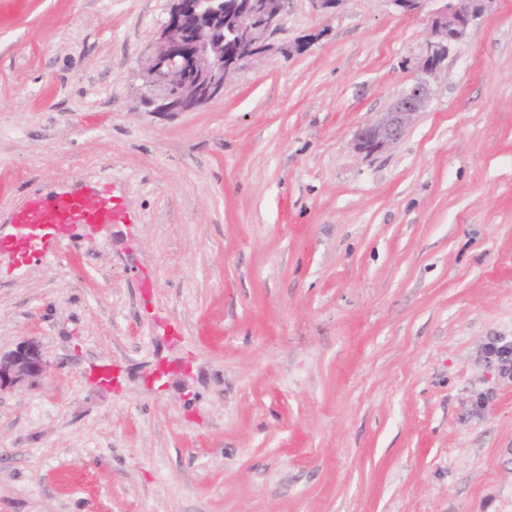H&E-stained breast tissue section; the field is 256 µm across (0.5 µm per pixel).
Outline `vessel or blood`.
<instances>
[{
	"instance_id": "1",
	"label": "vessel or blood",
	"mask_w": 512,
	"mask_h": 512,
	"mask_svg": "<svg viewBox=\"0 0 512 512\" xmlns=\"http://www.w3.org/2000/svg\"><path fill=\"white\" fill-rule=\"evenodd\" d=\"M13 220L21 227L27 224H109L119 222L120 217L111 199L76 190L33 201L18 210Z\"/></svg>"
}]
</instances>
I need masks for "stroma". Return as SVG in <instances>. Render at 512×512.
Wrapping results in <instances>:
<instances>
[{
	"label": "stroma",
	"mask_w": 512,
	"mask_h": 512,
	"mask_svg": "<svg viewBox=\"0 0 512 512\" xmlns=\"http://www.w3.org/2000/svg\"><path fill=\"white\" fill-rule=\"evenodd\" d=\"M169 7L0 0V240L34 196L128 215L0 253V350L50 363L0 392V512H512V0L368 156L428 10L294 0L173 114L139 76ZM430 96L431 84L427 77H420L402 87L393 97L383 117L355 134V150L360 154L371 155L389 148L426 108ZM499 341L496 339L488 343L485 353L486 358L492 362L495 360L496 368L501 376H512V345L509 346L507 343L499 345Z\"/></svg>",
	"instance_id": "35a3bbf8"
}]
</instances>
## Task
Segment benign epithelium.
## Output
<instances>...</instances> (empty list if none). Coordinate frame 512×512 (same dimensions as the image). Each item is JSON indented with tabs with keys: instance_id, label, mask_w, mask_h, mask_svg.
Masks as SVG:
<instances>
[{
	"instance_id": "benign-epithelium-1",
	"label": "benign epithelium",
	"mask_w": 512,
	"mask_h": 512,
	"mask_svg": "<svg viewBox=\"0 0 512 512\" xmlns=\"http://www.w3.org/2000/svg\"><path fill=\"white\" fill-rule=\"evenodd\" d=\"M436 3L426 39V57L436 60L425 76L401 88L383 117L361 128L354 148L371 155L397 142L422 112L431 96L429 76L447 58L450 48L489 10L493 0H391L404 14ZM240 26L238 46L224 54V0H170L168 17L145 54L140 77L143 103L155 112H188L224 93L227 80L244 66L273 49L293 0H236ZM49 371L38 342L32 338L0 353V391L19 385L34 387Z\"/></svg>"
}]
</instances>
